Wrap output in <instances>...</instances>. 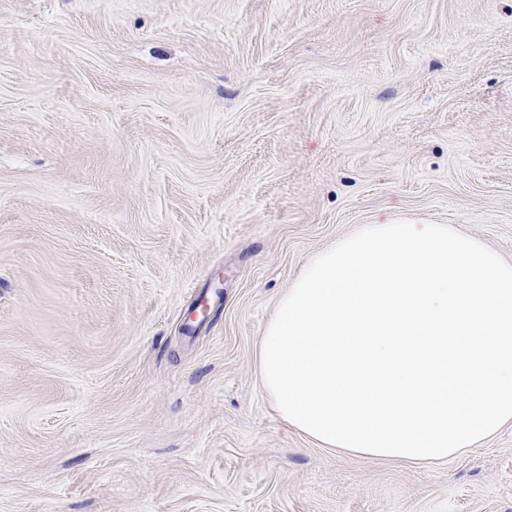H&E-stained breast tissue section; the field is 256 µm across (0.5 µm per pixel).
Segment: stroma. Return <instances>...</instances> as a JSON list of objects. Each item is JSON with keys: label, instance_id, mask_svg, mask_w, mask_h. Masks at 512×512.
I'll list each match as a JSON object with an SVG mask.
<instances>
[{"label": "stroma", "instance_id": "obj_1", "mask_svg": "<svg viewBox=\"0 0 512 512\" xmlns=\"http://www.w3.org/2000/svg\"><path fill=\"white\" fill-rule=\"evenodd\" d=\"M512 259V0H0V512H512V427L320 448L261 336L361 225Z\"/></svg>", "mask_w": 512, "mask_h": 512}]
</instances>
